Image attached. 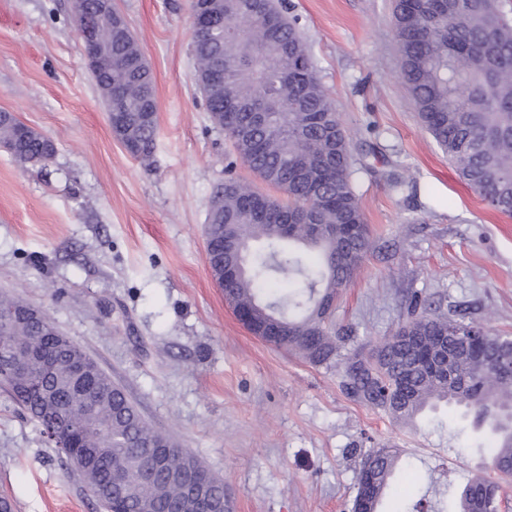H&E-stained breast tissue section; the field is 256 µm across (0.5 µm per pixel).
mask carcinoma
<instances>
[{
    "label": "carcinoma",
    "mask_w": 512,
    "mask_h": 512,
    "mask_svg": "<svg viewBox=\"0 0 512 512\" xmlns=\"http://www.w3.org/2000/svg\"><path fill=\"white\" fill-rule=\"evenodd\" d=\"M206 0H190L195 27L191 54L196 84L212 120L224 122L236 158L263 183L286 195L282 200L251 183L229 177L224 210L208 218V265L224 299L250 311L256 328L272 322L284 335L274 347L293 350L315 365L342 366V384L354 400L380 409L393 420L416 422L439 403L465 408L486 430L477 451L498 479L477 473L454 495L455 512H486L485 492L493 507L504 508L500 481L512 478V348L500 365L488 364L484 349L509 337L498 336L465 314L437 315L417 295L410 317L396 335L381 340L368 354L339 356L330 321L333 302L348 287L369 249V228L352 182L349 142L333 102L317 78L306 42L283 0H224V12L207 16ZM394 38L401 57L404 86L418 118L459 177L494 210L512 216V0H394ZM97 36L112 43V59L122 69L92 75L120 90L112 101L123 132L119 142L135 159L151 157L157 136V106L148 64L132 30L112 32L101 24ZM280 100V127L270 130L246 121L241 104L261 94ZM15 144L13 159L44 165L53 158L46 140L23 132V123L0 126V140ZM239 243L237 272L224 279V240ZM51 324H25L7 338L34 349L52 346ZM474 333L461 349L453 377L419 366L418 351L397 347L396 337L415 336L431 351L438 336ZM69 358L85 363L75 385L65 363L54 373L35 361L29 376L44 382L59 401L69 403L88 391L96 405L99 430L78 414L66 446L69 457L98 448L90 464L95 484L109 490L99 500L105 512H140L151 503L157 512H198L184 488L193 469L206 496L224 498V482L199 459L152 428L125 392L77 344ZM12 398L47 432L54 417L46 406L25 396L4 379ZM373 466L367 497L380 512L400 470L397 452L374 448L362 460L363 475Z\"/></svg>",
    "instance_id": "obj_1"
}]
</instances>
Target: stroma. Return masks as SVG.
<instances>
[{
    "label": "stroma",
    "instance_id": "stroma-1",
    "mask_svg": "<svg viewBox=\"0 0 512 512\" xmlns=\"http://www.w3.org/2000/svg\"><path fill=\"white\" fill-rule=\"evenodd\" d=\"M116 5L154 77L148 166L112 134L71 0H0V111L56 146L44 167L0 151V293L40 308L155 430L223 479L224 512H351L361 459L383 446L415 474L395 483L388 504L399 512L483 471L484 432L461 410L394 421L347 396L341 368L272 347L239 321L205 257L229 143L196 84L189 0ZM290 13L349 135L371 231L336 299L346 350L392 335L415 294L512 336V217L467 187L420 124L392 0H290ZM393 175L408 189L394 192ZM1 493L14 512H103L0 386Z\"/></svg>",
    "mask_w": 512,
    "mask_h": 512
}]
</instances>
